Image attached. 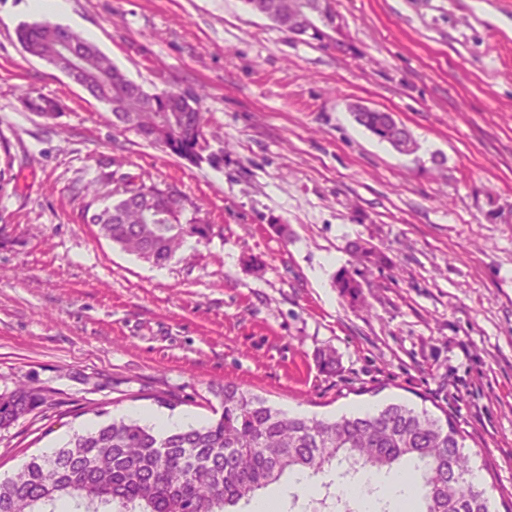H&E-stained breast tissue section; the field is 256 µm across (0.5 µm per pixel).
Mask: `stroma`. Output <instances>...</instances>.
Masks as SVG:
<instances>
[{
  "instance_id": "1",
  "label": "stroma",
  "mask_w": 512,
  "mask_h": 512,
  "mask_svg": "<svg viewBox=\"0 0 512 512\" xmlns=\"http://www.w3.org/2000/svg\"><path fill=\"white\" fill-rule=\"evenodd\" d=\"M24 2L0 0V394L48 400L0 428V475L132 410L207 423L231 382L310 417L450 414L491 461L494 512H512V0H332L320 40L244 0ZM34 22L90 36L146 91L199 92L204 162L113 128L24 52ZM24 89L59 115L27 111ZM357 104L416 151L360 126ZM114 170L175 188L209 240L160 269L113 244L85 189L108 197ZM356 242L385 264L358 269ZM343 267L360 300L335 288ZM355 112H363L355 115V120L372 135L382 142L391 143L394 150L401 154H409L413 152L417 145L408 130L398 122L394 115L389 112H383L366 106H358ZM385 115L386 124L392 129L393 137L391 142V131L383 121Z\"/></svg>"
}]
</instances>
